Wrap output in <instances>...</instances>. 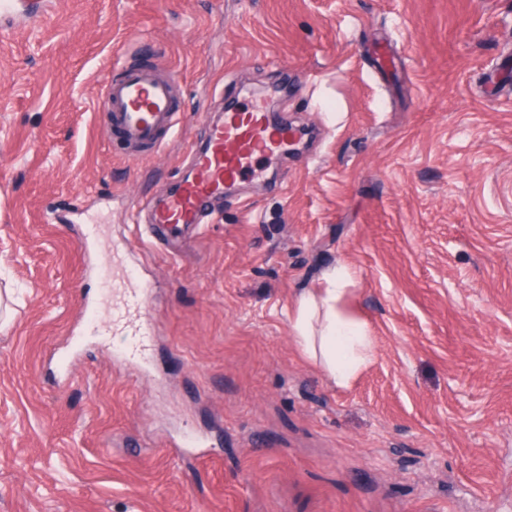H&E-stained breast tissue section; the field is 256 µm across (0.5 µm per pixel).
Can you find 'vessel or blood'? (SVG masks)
<instances>
[{"instance_id": "obj_1", "label": "vessel or blood", "mask_w": 512, "mask_h": 512, "mask_svg": "<svg viewBox=\"0 0 512 512\" xmlns=\"http://www.w3.org/2000/svg\"><path fill=\"white\" fill-rule=\"evenodd\" d=\"M119 78L107 79L99 104L112 117V133L131 159L172 136L177 125L174 72L150 65H122ZM293 139L289 125L260 107L226 110L208 121L203 147L193 153L188 174L166 196L146 203L149 224L160 236H178L203 223L214 199L245 175L255 173L257 161L287 148ZM110 335L122 337L120 356L145 360L152 347L151 319L142 287L125 274L113 276Z\"/></svg>"}]
</instances>
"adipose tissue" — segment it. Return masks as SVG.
Returning <instances> with one entry per match:
<instances>
[{"label": "adipose tissue", "instance_id": "1", "mask_svg": "<svg viewBox=\"0 0 512 512\" xmlns=\"http://www.w3.org/2000/svg\"><path fill=\"white\" fill-rule=\"evenodd\" d=\"M325 285L299 293L288 313L290 325L307 361L324 365L336 385H348L370 358L365 325L345 313L343 303L351 275L337 267L323 276Z\"/></svg>", "mask_w": 512, "mask_h": 512}]
</instances>
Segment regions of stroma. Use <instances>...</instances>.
<instances>
[{
  "label": "stroma",
  "mask_w": 512,
  "mask_h": 512,
  "mask_svg": "<svg viewBox=\"0 0 512 512\" xmlns=\"http://www.w3.org/2000/svg\"><path fill=\"white\" fill-rule=\"evenodd\" d=\"M125 57L179 76L136 161L98 109ZM273 86L299 150L148 241L210 114ZM0 159V512H512V0H55L0 31ZM99 224L151 285L143 362L80 319ZM340 265L346 387L288 320Z\"/></svg>",
  "instance_id": "stroma-1"
}]
</instances>
